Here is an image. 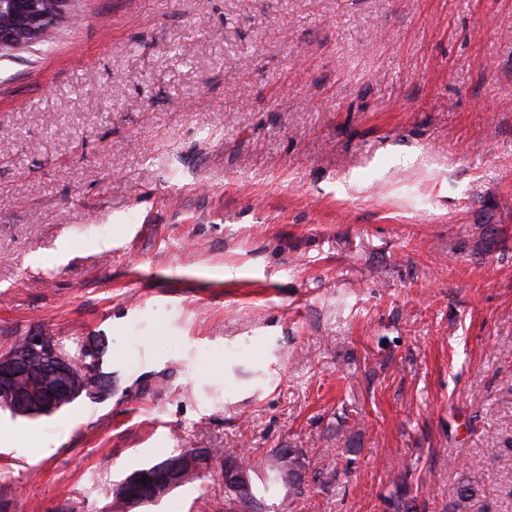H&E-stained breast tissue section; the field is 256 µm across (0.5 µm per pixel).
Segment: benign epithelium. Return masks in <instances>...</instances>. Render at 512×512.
<instances>
[{"label": "benign epithelium", "mask_w": 512, "mask_h": 512, "mask_svg": "<svg viewBox=\"0 0 512 512\" xmlns=\"http://www.w3.org/2000/svg\"><path fill=\"white\" fill-rule=\"evenodd\" d=\"M71 0H0V14L24 17V30L1 32L0 52L13 50L38 40L67 13ZM25 353H0V402L10 404L22 415H50L58 399L70 397L77 387L71 359L56 353L48 337L34 333L24 342ZM182 462L170 460L152 471L131 476L122 485L128 509L145 503L149 490L161 481H173Z\"/></svg>", "instance_id": "1"}]
</instances>
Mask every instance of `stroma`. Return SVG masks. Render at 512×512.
<instances>
[{
	"mask_svg": "<svg viewBox=\"0 0 512 512\" xmlns=\"http://www.w3.org/2000/svg\"><path fill=\"white\" fill-rule=\"evenodd\" d=\"M0 53V351L112 390L0 408L8 512H512V0H72ZM181 452L178 455L171 456L161 462L146 466L141 469H137L133 472L137 471H143V470H149L153 469L152 471L143 472L140 474H136L134 476H131L126 480L122 485V496L125 499L129 511L133 509L134 507L145 503L147 500V496L149 493V490L153 487L154 484L161 482V481H169L172 482L175 477L177 476L182 462L180 459L170 460L166 463L165 461L175 458V457H193L191 459V464L188 466L186 473L184 474L181 481L173 486H161L159 487L154 496L148 501V502H155L161 499L164 495L169 493L171 490H173L176 487H179L185 483H189L196 479L198 477V472L201 469V467L206 464L207 459L209 457L206 456L204 452ZM164 463V464H162ZM162 464V465H161ZM161 465V466H159ZM143 475H148V480L145 482H141V478H143ZM279 463L271 471L275 474V479L288 486L295 485L299 478V469L301 468V456L294 450H288V453L277 454Z\"/></svg>",
	"mask_w": 512,
	"mask_h": 512,
	"instance_id": "1",
	"label": "stroma"
}]
</instances>
